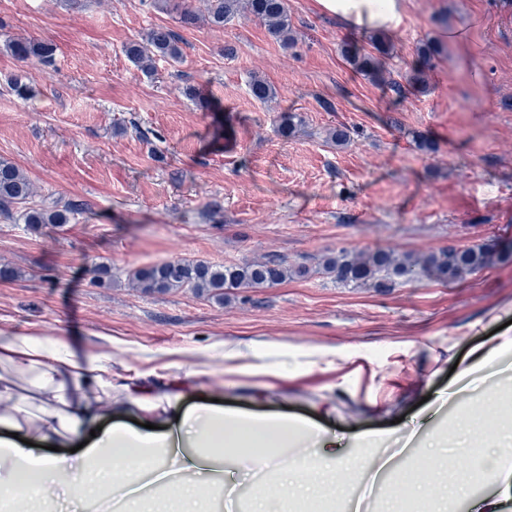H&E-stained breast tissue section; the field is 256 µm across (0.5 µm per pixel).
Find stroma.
I'll return each mask as SVG.
<instances>
[{
  "label": "stroma",
  "mask_w": 512,
  "mask_h": 512,
  "mask_svg": "<svg viewBox=\"0 0 512 512\" xmlns=\"http://www.w3.org/2000/svg\"><path fill=\"white\" fill-rule=\"evenodd\" d=\"M512 0H408L394 33L376 35L288 0L295 38L282 46L256 21L186 26L162 0H0V159L35 187L33 204L83 211L33 230L0 218V343L64 339L105 356L114 375L181 378L186 403L220 389L228 410L316 420L358 454L359 431L410 416L447 386L454 364L502 330L512 336ZM180 39V62L145 73L126 56L157 27ZM466 27L462 65L440 32ZM26 37L54 61L24 62L6 48ZM441 50L423 58L425 43ZM376 54L382 79L350 65L345 45ZM26 75L32 91L8 86ZM275 91L255 100L252 77ZM302 123L288 137L280 112ZM344 128L347 147L330 132ZM494 243L503 252L458 280L422 277L388 291L349 288L320 271L346 247L426 253ZM283 259L309 273L242 288L226 303L183 289L129 288L138 268L170 260L228 265ZM110 268L95 285L91 266ZM273 374L226 371L225 347ZM469 414L485 446L487 422L507 409L480 398L449 409L448 431ZM488 492L477 458L459 453L410 484L435 512H466L447 488Z\"/></svg>",
  "instance_id": "stroma-1"
}]
</instances>
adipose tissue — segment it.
I'll return each mask as SVG.
<instances>
[{"instance_id": "ef3b65f1", "label": "adipose tissue", "mask_w": 512, "mask_h": 512, "mask_svg": "<svg viewBox=\"0 0 512 512\" xmlns=\"http://www.w3.org/2000/svg\"><path fill=\"white\" fill-rule=\"evenodd\" d=\"M322 15L345 27L394 32L402 26L407 0H314ZM512 371V336H500L474 347L466 364L447 387L414 415L410 430L368 431L359 445L364 452L345 454L335 434L315 431L306 421L259 418L217 406L186 407L182 393L156 384L144 389L112 376L103 356L77 355L67 346L50 353L34 336H16L0 344V459L11 468L0 473V493H13L16 476L36 475L30 492L45 505L59 506L58 480L70 467L67 457H46L44 446L81 445L80 479L67 490L90 512H143L146 502L164 496L181 503V512H195L198 489H224V456L255 457L259 466L283 469L292 489L327 501L319 475L332 484L352 474L369 475L371 449L382 443L409 447L425 435L428 461L449 462L455 449L468 445V421L460 419L452 437L431 432L433 418L447 405L481 393L484 404L495 397L496 377ZM127 415L141 424L124 423ZM500 454L485 462L491 492L468 499L469 512H502L512 500V430L499 433ZM127 465L122 482L111 491L100 488L104 449Z\"/></svg>"}]
</instances>
